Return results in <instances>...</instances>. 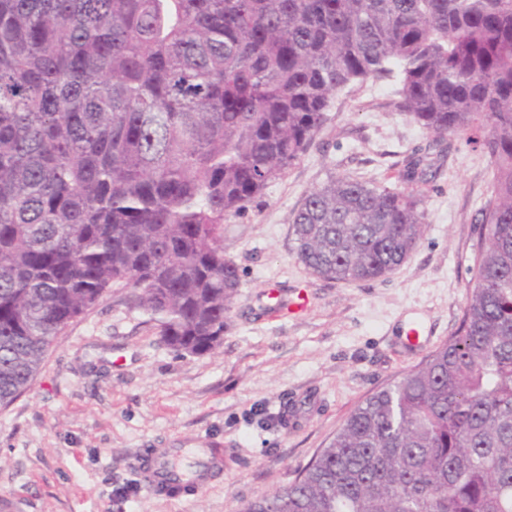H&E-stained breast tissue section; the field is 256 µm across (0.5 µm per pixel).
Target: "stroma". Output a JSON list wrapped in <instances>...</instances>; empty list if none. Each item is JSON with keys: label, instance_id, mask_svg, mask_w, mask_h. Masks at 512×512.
Here are the masks:
<instances>
[{"label": "stroma", "instance_id": "1", "mask_svg": "<svg viewBox=\"0 0 512 512\" xmlns=\"http://www.w3.org/2000/svg\"><path fill=\"white\" fill-rule=\"evenodd\" d=\"M429 141L389 84L339 92L310 149L224 222L241 287L214 353L176 355L122 289L70 323L30 388L0 405V512H239L294 480L356 405L458 327L492 166L455 141L434 179L406 182ZM342 175L421 200L422 240L386 278L326 281L293 251L303 198ZM415 323L428 341L411 348ZM169 448L222 449L224 472L205 488L149 493L136 461Z\"/></svg>", "mask_w": 512, "mask_h": 512}]
</instances>
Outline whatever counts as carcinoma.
I'll return each mask as SVG.
<instances>
[{"label":"carcinoma","instance_id":"obj_1","mask_svg":"<svg viewBox=\"0 0 512 512\" xmlns=\"http://www.w3.org/2000/svg\"><path fill=\"white\" fill-rule=\"evenodd\" d=\"M368 80L433 144L491 159L466 303L241 512H512V0H0V404L114 288L173 351L219 348L240 288L224 219ZM419 204L333 177L295 214V254L320 279L385 277L423 236Z\"/></svg>","mask_w":512,"mask_h":512}]
</instances>
